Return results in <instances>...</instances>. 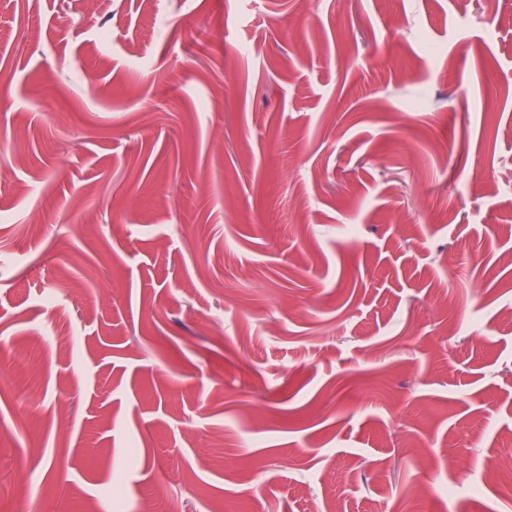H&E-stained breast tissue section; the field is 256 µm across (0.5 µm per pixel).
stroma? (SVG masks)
I'll return each mask as SVG.
<instances>
[{
    "mask_svg": "<svg viewBox=\"0 0 512 512\" xmlns=\"http://www.w3.org/2000/svg\"><path fill=\"white\" fill-rule=\"evenodd\" d=\"M492 452L512 0H0V512H512Z\"/></svg>",
    "mask_w": 512,
    "mask_h": 512,
    "instance_id": "1",
    "label": "stroma"
}]
</instances>
